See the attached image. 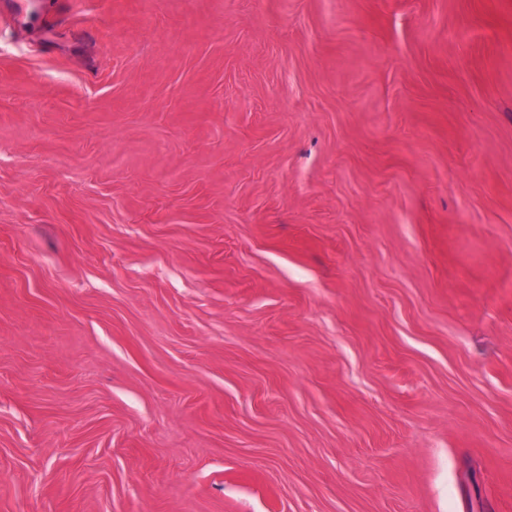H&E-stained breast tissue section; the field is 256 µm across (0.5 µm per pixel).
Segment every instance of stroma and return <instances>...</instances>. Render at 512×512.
<instances>
[{"mask_svg":"<svg viewBox=\"0 0 512 512\" xmlns=\"http://www.w3.org/2000/svg\"><path fill=\"white\" fill-rule=\"evenodd\" d=\"M0 512H512V0H0Z\"/></svg>","mask_w":512,"mask_h":512,"instance_id":"stroma-1","label":"stroma"}]
</instances>
